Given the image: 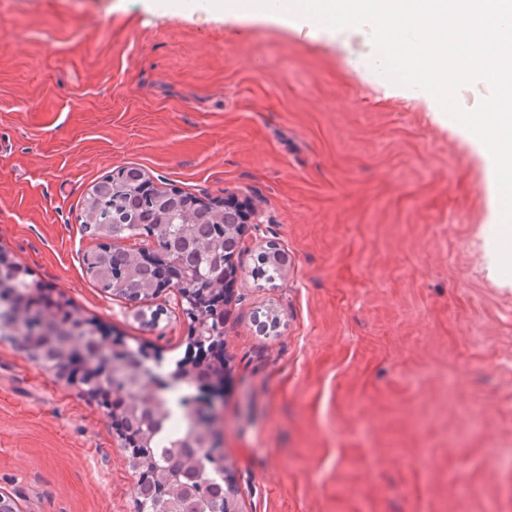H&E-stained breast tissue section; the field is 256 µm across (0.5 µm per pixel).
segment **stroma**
Segmentation results:
<instances>
[{"label": "stroma", "instance_id": "1", "mask_svg": "<svg viewBox=\"0 0 512 512\" xmlns=\"http://www.w3.org/2000/svg\"><path fill=\"white\" fill-rule=\"evenodd\" d=\"M336 42L194 0H0V253L129 346L181 358L176 290L142 320L80 225L123 167L258 208L224 307L220 442L240 512H512V276L490 161ZM288 254L260 275L267 242ZM480 402L482 414L466 411ZM0 492L134 512L122 441L77 381L0 338Z\"/></svg>", "mask_w": 512, "mask_h": 512}]
</instances>
